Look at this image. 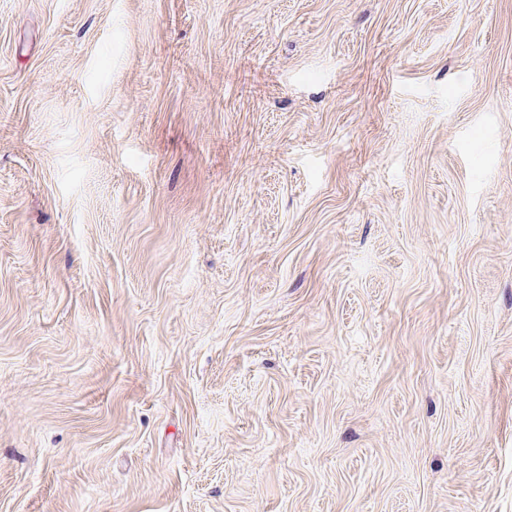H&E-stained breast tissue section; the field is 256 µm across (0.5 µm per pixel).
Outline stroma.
Segmentation results:
<instances>
[{"label": "stroma", "instance_id": "stroma-1", "mask_svg": "<svg viewBox=\"0 0 512 512\" xmlns=\"http://www.w3.org/2000/svg\"><path fill=\"white\" fill-rule=\"evenodd\" d=\"M0 512H512V0H0Z\"/></svg>", "mask_w": 512, "mask_h": 512}]
</instances>
